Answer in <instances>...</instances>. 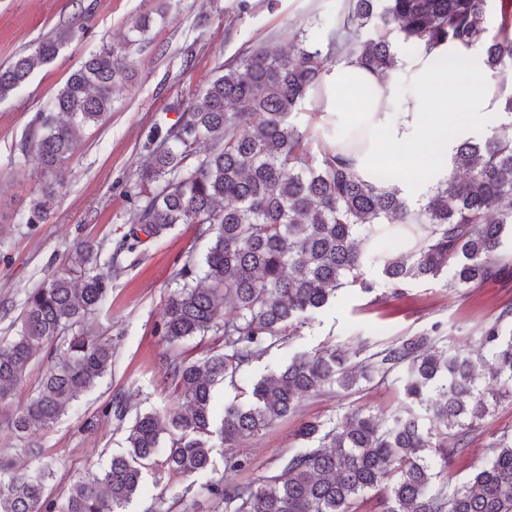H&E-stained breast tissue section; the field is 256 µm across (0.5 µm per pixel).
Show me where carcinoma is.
Segmentation results:
<instances>
[{"label":"carcinoma","instance_id":"obj_1","mask_svg":"<svg viewBox=\"0 0 512 512\" xmlns=\"http://www.w3.org/2000/svg\"><path fill=\"white\" fill-rule=\"evenodd\" d=\"M149 24L135 20L131 36L103 45L38 110L21 152L56 181L85 129L111 111L129 77L123 61L146 41ZM77 35L70 26L58 28L33 54L0 65V100ZM288 40L286 53L258 43L225 62L177 121L148 135V157L128 190L135 205L123 239L128 252L178 224H195L207 238L203 262L189 254L173 274L162 335L174 347L195 336H222L224 352L200 362L165 356L163 374L182 403L162 415L132 416L124 398H115L106 413L124 429L126 453L101 472L85 473L66 493L49 488L54 462L28 438L60 419L112 366V339L89 325L111 277L100 271L101 244L77 243L56 272L26 293L15 336L0 339V403L52 345L40 386L7 420L22 444L0 450V512H123L153 465L185 478L205 475L217 436L229 449L224 470H235L242 463L231 449L297 413L305 398L394 372L401 373L405 402L390 419L353 410L329 423H304L299 436L308 445L284 457L276 474L257 484L222 477L201 483L212 512H358V500L369 493L380 512H512V440H498L496 453L451 489L446 482L434 487L432 473L434 459L446 467L469 451L470 434L501 397H512V336L502 334L511 307L484 328L486 355L476 359L424 333L364 362L351 361L349 348L300 354L250 390L239 385L249 366L310 325L337 291L373 292L371 265L394 294L441 275L459 291L512 276V256L501 251L505 234L512 235L511 95L503 96L507 121L484 139L459 143L454 176L419 206L396 188L364 181L336 151L319 113L304 128L296 122L333 64L355 56L386 73L401 42L479 49L492 76L505 83L512 0H344L327 43L301 28ZM201 140L211 142L210 150L191 163ZM53 202L51 190L38 196L26 223L39 221ZM398 225L414 235L410 251L365 246L363 232L376 243ZM227 302L235 307L231 318L224 317ZM487 374L500 385L495 393L481 388ZM220 383L246 400L224 405L218 416L212 391ZM422 416L430 428L422 427Z\"/></svg>","mask_w":512,"mask_h":512}]
</instances>
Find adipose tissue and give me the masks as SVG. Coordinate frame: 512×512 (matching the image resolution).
I'll use <instances>...</instances> for the list:
<instances>
[{
  "label": "adipose tissue",
  "mask_w": 512,
  "mask_h": 512,
  "mask_svg": "<svg viewBox=\"0 0 512 512\" xmlns=\"http://www.w3.org/2000/svg\"><path fill=\"white\" fill-rule=\"evenodd\" d=\"M314 107L337 142L360 132L362 148L346 156L362 179L423 202L450 178L456 145L499 113L500 95L479 53L444 45L385 74L342 60L324 73Z\"/></svg>",
  "instance_id": "obj_1"
}]
</instances>
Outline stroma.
I'll return each instance as SVG.
<instances>
[{
  "label": "stroma",
  "mask_w": 512,
  "mask_h": 512,
  "mask_svg": "<svg viewBox=\"0 0 512 512\" xmlns=\"http://www.w3.org/2000/svg\"><path fill=\"white\" fill-rule=\"evenodd\" d=\"M251 16L225 30L235 0H171L167 19L155 24L147 41L134 47L128 61L133 76L116 95L111 112L86 131L79 151L67 163L56 187L54 206L45 219L27 223L33 200L47 185L34 160L23 158L24 142L37 111L68 76L103 42L117 41L133 20L151 12L155 0H0V65L18 53H29L61 25L84 24L85 33L69 42L50 63L37 68L26 85L0 101V338L14 335V321L27 290L38 286L81 240L102 246L101 269L112 272V288L91 317L102 335L112 339V368L74 410L33 436L56 463L50 481L65 491L87 470H104L112 456L124 453V432L105 408L122 396L132 410L163 411L177 397L164 377L161 357L168 345L160 334L172 273L188 253L202 254L205 239L191 224L142 245L137 254L110 256L127 231L134 205L126 194L144 161L151 130L174 123L192 92L204 86L217 68L254 42L289 49L290 31L305 28L311 39L326 42L336 26L342 0H252ZM192 63H185V53ZM374 294L349 290L323 307L309 327L254 362L240 382L286 365L298 353L356 345L366 339L371 351L431 330L442 345L476 349L483 326L512 306V280H494L462 292L443 280L421 281L392 298L377 270H370ZM404 400L397 376L363 382L352 391H326L306 399L297 414L279 420L263 433L243 440L236 449L243 465L224 468V449L211 452L210 477L254 484L275 474L284 456L301 447L297 431L307 421H329L352 409L380 417L398 411ZM512 436V398L501 401L482 429L472 433L470 449L439 474L449 485L468 480L494 453L493 443ZM171 504V512H209L211 505L189 479L156 467L143 474V491L124 512H148L154 502Z\"/></svg>",
  "instance_id": "1"
}]
</instances>
